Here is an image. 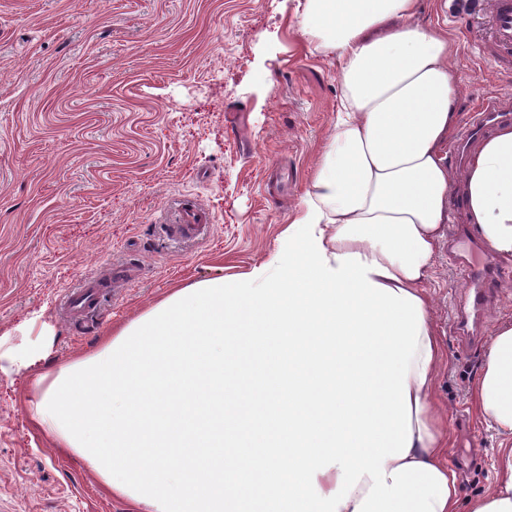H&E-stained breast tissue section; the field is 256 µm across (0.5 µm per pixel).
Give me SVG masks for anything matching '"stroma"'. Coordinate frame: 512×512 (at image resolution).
Returning <instances> with one entry per match:
<instances>
[{
	"label": "stroma",
	"mask_w": 512,
	"mask_h": 512,
	"mask_svg": "<svg viewBox=\"0 0 512 512\" xmlns=\"http://www.w3.org/2000/svg\"><path fill=\"white\" fill-rule=\"evenodd\" d=\"M294 0H0V512H140L37 423L36 376L98 352L170 294L238 279L270 260L334 132L336 63L296 30ZM467 0H423L458 47L456 109L512 103L466 34ZM249 112L244 139L224 125ZM210 232L160 230L175 201ZM115 264L141 278L106 297L93 327L64 296ZM446 350L435 400L448 419L462 497L481 493L496 440L470 400L484 345L452 329L459 275L440 245L427 283ZM50 338L46 360L20 353ZM209 215L201 208L186 202L179 210V220L169 226L172 237L193 240L199 237L209 227Z\"/></svg>",
	"instance_id": "obj_1"
}]
</instances>
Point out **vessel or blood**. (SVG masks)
I'll return each mask as SVG.
<instances>
[{
	"mask_svg": "<svg viewBox=\"0 0 512 512\" xmlns=\"http://www.w3.org/2000/svg\"><path fill=\"white\" fill-rule=\"evenodd\" d=\"M470 34L482 47L484 57L500 71L512 70V0H482L472 15ZM512 123V108L504 106L498 99L486 98L481 101L462 129L460 139L463 147H471L503 123ZM208 214L191 203H183L179 219L171 225L173 237L193 240L208 227ZM458 242L465 248L457 252L458 269L466 286L462 290V305L457 315L456 330L459 335L476 338L479 325L494 299L496 282L506 275L507 270L492 258L474 261V254L480 252L477 241L469 239L465 232H458ZM132 270L114 272L112 278L84 281L80 287L70 290L66 303L71 316L85 320L92 317L100 306L113 280H128Z\"/></svg>",
	"mask_w": 512,
	"mask_h": 512,
	"instance_id": "vessel-or-blood-1",
	"label": "vessel or blood"
}]
</instances>
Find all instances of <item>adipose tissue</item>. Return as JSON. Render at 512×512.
<instances>
[{
  "label": "adipose tissue",
  "mask_w": 512,
  "mask_h": 512,
  "mask_svg": "<svg viewBox=\"0 0 512 512\" xmlns=\"http://www.w3.org/2000/svg\"><path fill=\"white\" fill-rule=\"evenodd\" d=\"M294 17L335 60L340 95L274 260L177 290L60 374L37 413L144 512H512V320L495 325L470 392L499 439L493 481L464 500L433 395L444 355L426 288L454 179L474 234L512 257V125L449 170L457 48L422 22L420 0H297ZM248 313L253 334L314 336L327 355L288 394L317 410L305 439L282 427L285 453L259 467L224 424L239 402L224 392V347Z\"/></svg>",
  "instance_id": "adipose-tissue-1"
}]
</instances>
